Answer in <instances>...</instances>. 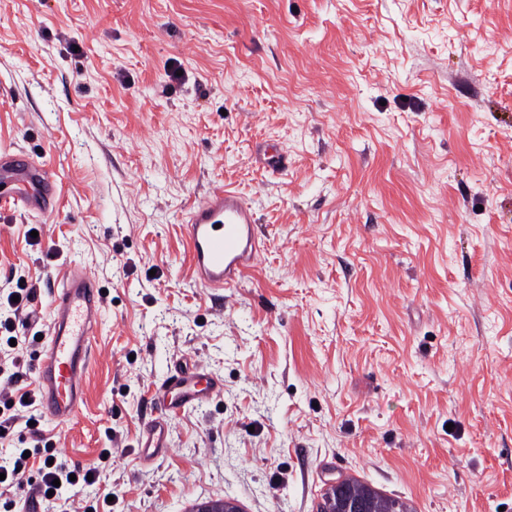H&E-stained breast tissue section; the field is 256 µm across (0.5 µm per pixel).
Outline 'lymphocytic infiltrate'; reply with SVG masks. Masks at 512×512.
<instances>
[{
	"instance_id": "lymphocytic-infiltrate-1",
	"label": "lymphocytic infiltrate",
	"mask_w": 512,
	"mask_h": 512,
	"mask_svg": "<svg viewBox=\"0 0 512 512\" xmlns=\"http://www.w3.org/2000/svg\"><path fill=\"white\" fill-rule=\"evenodd\" d=\"M36 290L35 283L18 278L9 293L13 300L6 315H0V439L7 438L18 422L29 425L34 438L30 451L17 448L0 462V496L22 483L33 485L38 501L46 512H89L87 501L64 499V491L88 487L90 479L100 478L111 466V458H99L90 465L70 464L56 459L55 444L44 438L35 426V410L40 400L38 389L22 386L25 359L22 348L14 345L20 330L35 328L38 317L30 308Z\"/></svg>"
}]
</instances>
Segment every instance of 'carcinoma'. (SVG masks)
Instances as JSON below:
<instances>
[{
  "mask_svg": "<svg viewBox=\"0 0 512 512\" xmlns=\"http://www.w3.org/2000/svg\"><path fill=\"white\" fill-rule=\"evenodd\" d=\"M317 512H414L404 501L386 496L353 478L322 494Z\"/></svg>",
  "mask_w": 512,
  "mask_h": 512,
  "instance_id": "carcinoma-1",
  "label": "carcinoma"
}]
</instances>
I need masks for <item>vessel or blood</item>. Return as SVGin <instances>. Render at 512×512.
<instances>
[{
  "mask_svg": "<svg viewBox=\"0 0 512 512\" xmlns=\"http://www.w3.org/2000/svg\"><path fill=\"white\" fill-rule=\"evenodd\" d=\"M10 169L25 168L29 178L16 191L14 204L48 212L54 209V183L42 166H23L17 157ZM256 217L242 196L229 187L212 189L195 202L185 221L196 282L221 290L237 284L254 261L258 248ZM100 315V289L85 270L69 269L54 299L51 333L39 355L37 383L43 413L58 422L75 418L84 402V378L92 356L94 327ZM220 383L196 368L171 369L156 396L165 413L210 399ZM143 433L148 449H166L168 427L163 417L147 422Z\"/></svg>",
  "mask_w": 512,
  "mask_h": 512,
  "instance_id": "b4317fda",
  "label": "vessel or blood"
}]
</instances>
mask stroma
<instances>
[{"label": "stroma", "mask_w": 512, "mask_h": 512, "mask_svg": "<svg viewBox=\"0 0 512 512\" xmlns=\"http://www.w3.org/2000/svg\"><path fill=\"white\" fill-rule=\"evenodd\" d=\"M20 152L56 206L0 203V289L38 282L45 333L66 270L104 289L85 402L41 429L111 449L112 512H317L339 477L512 512V0H0ZM221 185L259 252L210 291L183 221ZM177 364L222 389L147 459ZM143 434L146 438L142 448H147L146 456H152L157 450L167 451L169 449L166 443L168 427L163 417L147 422ZM151 448H153L152 451H150Z\"/></svg>", "instance_id": "stroma-1"}]
</instances>
